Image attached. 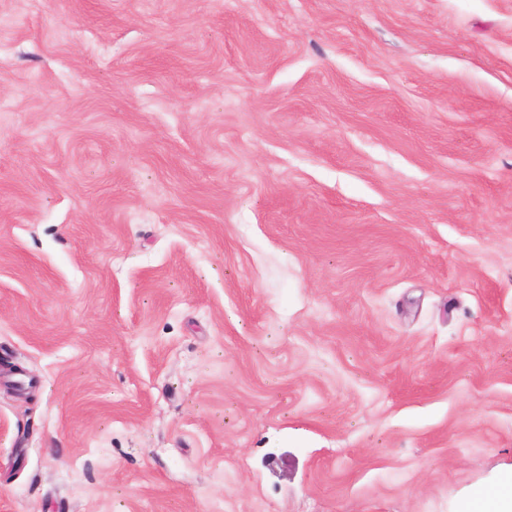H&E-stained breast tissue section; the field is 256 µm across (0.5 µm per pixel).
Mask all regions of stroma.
Returning <instances> with one entry per match:
<instances>
[{
	"mask_svg": "<svg viewBox=\"0 0 512 512\" xmlns=\"http://www.w3.org/2000/svg\"><path fill=\"white\" fill-rule=\"evenodd\" d=\"M511 472L512 0H0V512Z\"/></svg>",
	"mask_w": 512,
	"mask_h": 512,
	"instance_id": "1",
	"label": "stroma"
}]
</instances>
